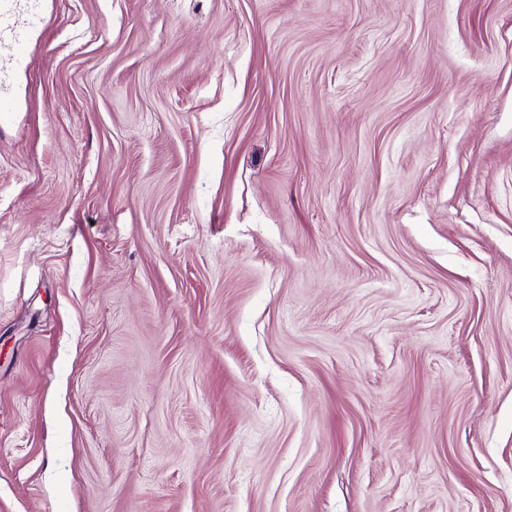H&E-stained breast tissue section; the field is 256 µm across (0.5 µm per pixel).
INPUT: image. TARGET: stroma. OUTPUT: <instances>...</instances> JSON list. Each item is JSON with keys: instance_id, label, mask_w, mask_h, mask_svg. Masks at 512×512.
I'll use <instances>...</instances> for the list:
<instances>
[{"instance_id": "35a3bbf8", "label": "stroma", "mask_w": 512, "mask_h": 512, "mask_svg": "<svg viewBox=\"0 0 512 512\" xmlns=\"http://www.w3.org/2000/svg\"><path fill=\"white\" fill-rule=\"evenodd\" d=\"M0 122V512H512V0H44Z\"/></svg>"}]
</instances>
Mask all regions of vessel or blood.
Wrapping results in <instances>:
<instances>
[{"label": "vessel or blood", "instance_id": "obj_1", "mask_svg": "<svg viewBox=\"0 0 512 512\" xmlns=\"http://www.w3.org/2000/svg\"><path fill=\"white\" fill-rule=\"evenodd\" d=\"M40 0H0V43L11 49L0 59V119L17 107L13 75L25 58L31 35L40 22Z\"/></svg>", "mask_w": 512, "mask_h": 512}]
</instances>
